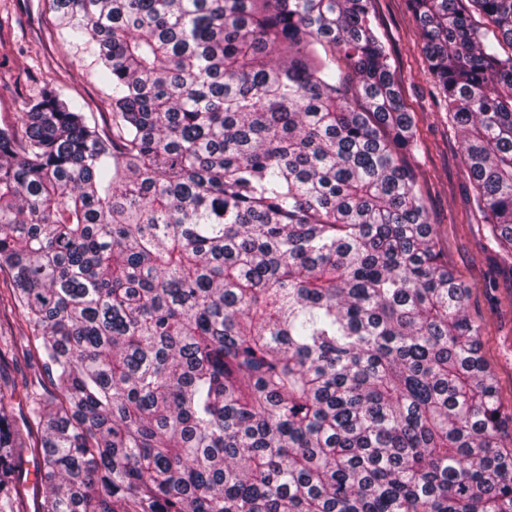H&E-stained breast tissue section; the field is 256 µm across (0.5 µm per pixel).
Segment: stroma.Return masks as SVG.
Segmentation results:
<instances>
[{"instance_id": "obj_1", "label": "stroma", "mask_w": 512, "mask_h": 512, "mask_svg": "<svg viewBox=\"0 0 512 512\" xmlns=\"http://www.w3.org/2000/svg\"><path fill=\"white\" fill-rule=\"evenodd\" d=\"M375 24L396 66L403 100L416 121L417 147L408 166L426 201L449 268L469 290L466 312L482 332V355L498 382L503 409L512 413V253L491 239L473 196V179L458 137L417 50L420 32L407 0H371ZM47 0H0V125L44 86L83 105L90 123L104 127L109 85L82 51L56 36ZM30 329L10 308H0V388L11 391L7 408L24 424L28 393L56 392L24 349Z\"/></svg>"}]
</instances>
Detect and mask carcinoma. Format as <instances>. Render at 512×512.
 Listing matches in <instances>:
<instances>
[{
  "label": "carcinoma",
  "instance_id": "cac0c4a2",
  "mask_svg": "<svg viewBox=\"0 0 512 512\" xmlns=\"http://www.w3.org/2000/svg\"><path fill=\"white\" fill-rule=\"evenodd\" d=\"M50 2L111 128L53 88L0 127V307L58 390L29 402L35 512H512L370 0ZM407 2L512 250V0Z\"/></svg>",
  "mask_w": 512,
  "mask_h": 512
}]
</instances>
